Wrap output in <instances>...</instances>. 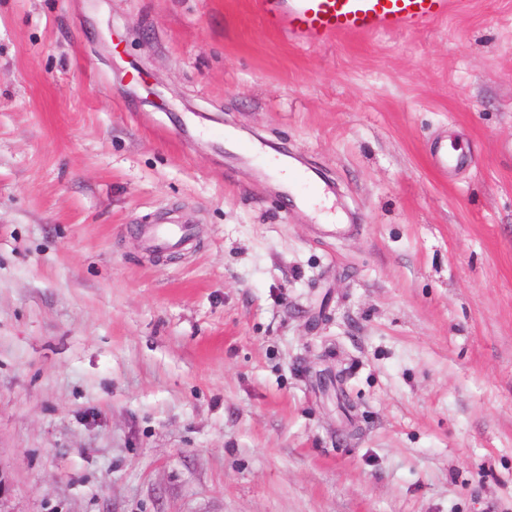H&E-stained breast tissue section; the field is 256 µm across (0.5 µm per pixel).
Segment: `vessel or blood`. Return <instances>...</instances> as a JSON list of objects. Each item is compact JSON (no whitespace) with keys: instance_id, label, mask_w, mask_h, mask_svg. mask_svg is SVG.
Here are the masks:
<instances>
[{"instance_id":"obj_1","label":"vessel or blood","mask_w":512,"mask_h":512,"mask_svg":"<svg viewBox=\"0 0 512 512\" xmlns=\"http://www.w3.org/2000/svg\"><path fill=\"white\" fill-rule=\"evenodd\" d=\"M268 28L297 47L316 48L341 38L420 34L447 19L452 0H257ZM145 235L157 248L186 243L184 224H155Z\"/></svg>"}]
</instances>
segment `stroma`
<instances>
[{"instance_id": "obj_1", "label": "stroma", "mask_w": 512, "mask_h": 512, "mask_svg": "<svg viewBox=\"0 0 512 512\" xmlns=\"http://www.w3.org/2000/svg\"><path fill=\"white\" fill-rule=\"evenodd\" d=\"M0 512H512V0H0ZM268 28L297 47L341 38L420 34L448 18L452 0H258ZM308 196L310 200L306 204V207L309 212L313 213L314 216H316L322 224H332L333 221H336L338 224L343 220L342 214L340 212H337L334 215L329 211L332 206L331 195L326 196L323 194V191L319 187L310 185L308 189ZM143 232L160 249L184 244L190 238V229L185 224H152Z\"/></svg>"}]
</instances>
